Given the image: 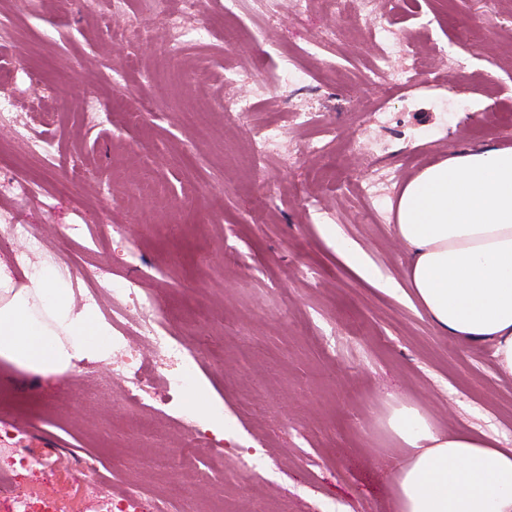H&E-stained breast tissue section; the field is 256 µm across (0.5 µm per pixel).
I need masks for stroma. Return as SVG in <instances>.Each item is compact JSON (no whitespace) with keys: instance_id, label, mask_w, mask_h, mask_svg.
Returning a JSON list of instances; mask_svg holds the SVG:
<instances>
[{"instance_id":"obj_1","label":"stroma","mask_w":512,"mask_h":512,"mask_svg":"<svg viewBox=\"0 0 512 512\" xmlns=\"http://www.w3.org/2000/svg\"><path fill=\"white\" fill-rule=\"evenodd\" d=\"M111 2L0 0L11 23L0 50L12 58L0 97L60 155L46 166L0 125V180L39 194L0 190V258L20 286L57 268L79 307L102 273L158 299L170 332L202 347L210 401L275 463L277 482L213 467L208 430L197 468L183 469V396L167 416L145 418L108 359L50 381L0 358V391L16 409L7 421L27 427V451L64 439L111 471L113 497L137 484L179 512H388L382 463L403 454L384 425L393 407L512 448V378L498 375L490 351L440 335L416 302L360 281L336 254L337 240L355 244L373 274L404 283L390 205L406 179L458 148L512 146V0H377L369 16L347 0L335 41L314 57L308 44L330 22L319 6L300 14L292 0H248L264 29L254 44L224 18V0H202L198 21L212 35L175 59L155 0H126L117 14ZM143 25L156 40L112 36ZM375 28L427 63L416 85L372 78ZM452 56L467 67H449ZM288 61L304 82L265 93L241 118L225 115V97H251ZM90 94L103 107L96 119ZM202 108L205 139L181 118ZM268 126L295 157L252 165L253 133ZM10 224L40 229L41 251L18 262ZM62 224L93 232L70 242ZM115 224L125 241L113 239ZM4 484L48 489L65 508L84 498L65 461L51 475L2 469Z\"/></svg>"}]
</instances>
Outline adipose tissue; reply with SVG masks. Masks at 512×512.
Wrapping results in <instances>:
<instances>
[{
    "instance_id": "ef3b65f1",
    "label": "adipose tissue",
    "mask_w": 512,
    "mask_h": 512,
    "mask_svg": "<svg viewBox=\"0 0 512 512\" xmlns=\"http://www.w3.org/2000/svg\"><path fill=\"white\" fill-rule=\"evenodd\" d=\"M395 232L410 296L442 335L490 350L512 377V147L450 152L403 187ZM112 350V328L77 309L54 268L17 286L0 260V358L53 377ZM387 426L405 445L391 512H512V448L437 428L411 405Z\"/></svg>"
}]
</instances>
